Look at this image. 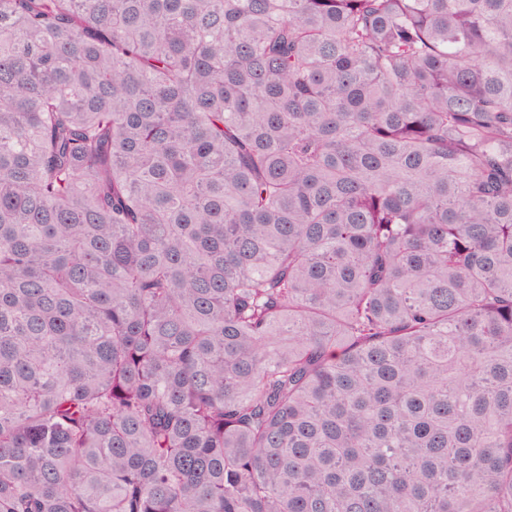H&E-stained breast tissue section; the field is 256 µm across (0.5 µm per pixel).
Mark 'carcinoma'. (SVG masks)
<instances>
[{"label":"carcinoma","instance_id":"1","mask_svg":"<svg viewBox=\"0 0 512 512\" xmlns=\"http://www.w3.org/2000/svg\"><path fill=\"white\" fill-rule=\"evenodd\" d=\"M0 512H512V0H0Z\"/></svg>","mask_w":512,"mask_h":512}]
</instances>
